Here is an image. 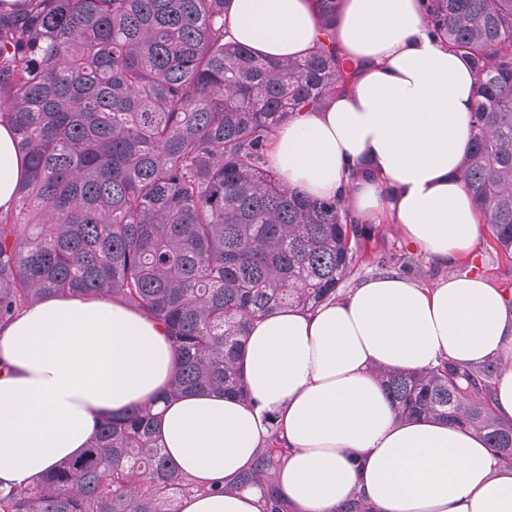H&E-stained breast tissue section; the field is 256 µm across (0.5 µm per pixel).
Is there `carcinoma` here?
Here are the masks:
<instances>
[{"mask_svg":"<svg viewBox=\"0 0 512 512\" xmlns=\"http://www.w3.org/2000/svg\"><path fill=\"white\" fill-rule=\"evenodd\" d=\"M228 0H0V124L27 174L0 213V326L49 293L109 297L164 327L168 394L221 389L247 399L244 337L282 307L337 296L364 230L345 200L283 187L268 166L277 126L352 85L359 61L328 33L339 0H315L325 41L271 61L224 42ZM430 32L474 74L460 177L512 259V0H426ZM493 365L381 369L399 418L480 435L512 466V422L493 414ZM140 406L106 415L93 441L32 484L0 487V512H181L224 493L185 476ZM273 438L233 488L287 512Z\"/></svg>","mask_w":512,"mask_h":512,"instance_id":"obj_1","label":"carcinoma"}]
</instances>
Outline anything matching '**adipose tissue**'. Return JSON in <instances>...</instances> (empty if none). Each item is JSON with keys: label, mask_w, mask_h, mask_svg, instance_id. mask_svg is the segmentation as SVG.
Segmentation results:
<instances>
[{"label": "adipose tissue", "mask_w": 512, "mask_h": 512, "mask_svg": "<svg viewBox=\"0 0 512 512\" xmlns=\"http://www.w3.org/2000/svg\"><path fill=\"white\" fill-rule=\"evenodd\" d=\"M361 63L352 88L280 124L269 164L288 188L340 197L363 223L403 225L438 263L472 250L482 226L459 177L475 79L430 34L423 0H342L331 26ZM323 37L311 0H231L224 38L267 59H302ZM24 171L0 125V212ZM495 364L492 403L512 421V300L480 277L426 284L387 272L315 311L256 320L242 368L249 401L209 390L165 398L164 329L109 299L46 296L0 327V484H27L90 442L96 418L151 404L165 453L198 483H233L271 436L288 453V512H512V466L479 435L401 419L381 368ZM258 490L195 494L182 512H262Z\"/></svg>", "instance_id": "adipose-tissue-1"}]
</instances>
